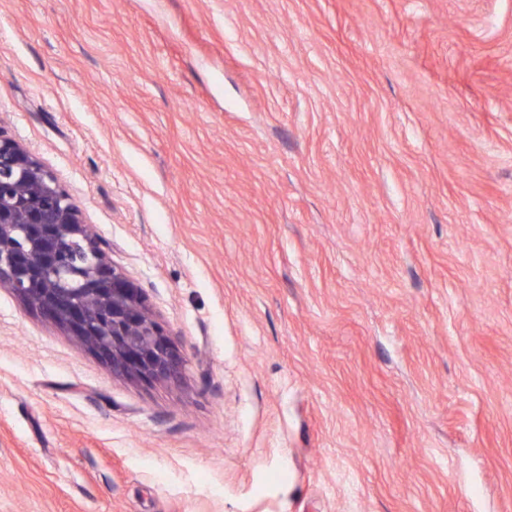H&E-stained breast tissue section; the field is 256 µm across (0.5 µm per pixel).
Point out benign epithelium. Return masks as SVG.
Returning <instances> with one entry per match:
<instances>
[{
  "mask_svg": "<svg viewBox=\"0 0 512 512\" xmlns=\"http://www.w3.org/2000/svg\"><path fill=\"white\" fill-rule=\"evenodd\" d=\"M74 336L112 372L177 382L184 358L142 291L110 261L56 177L0 133V288Z\"/></svg>",
  "mask_w": 512,
  "mask_h": 512,
  "instance_id": "1",
  "label": "benign epithelium"
}]
</instances>
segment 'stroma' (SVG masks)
Listing matches in <instances>:
<instances>
[{
    "label": "stroma",
    "mask_w": 512,
    "mask_h": 512,
    "mask_svg": "<svg viewBox=\"0 0 512 512\" xmlns=\"http://www.w3.org/2000/svg\"><path fill=\"white\" fill-rule=\"evenodd\" d=\"M0 134L186 360L0 288V512H512V0H0Z\"/></svg>",
    "instance_id": "obj_1"
}]
</instances>
